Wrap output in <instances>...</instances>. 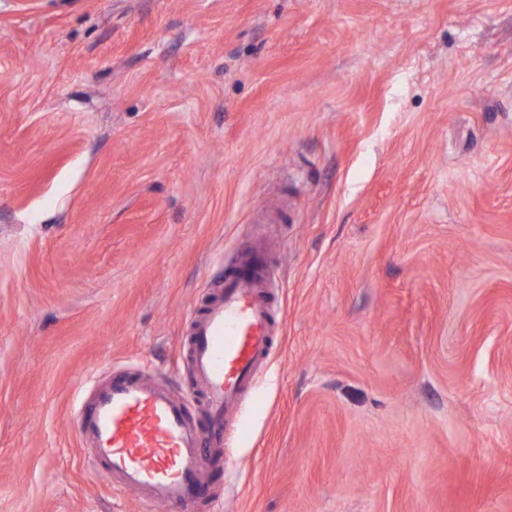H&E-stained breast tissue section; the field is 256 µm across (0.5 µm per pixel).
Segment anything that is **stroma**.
Masks as SVG:
<instances>
[{"label":"stroma","instance_id":"stroma-1","mask_svg":"<svg viewBox=\"0 0 512 512\" xmlns=\"http://www.w3.org/2000/svg\"><path fill=\"white\" fill-rule=\"evenodd\" d=\"M255 251L197 512H512V0H0V512H163L78 406Z\"/></svg>","mask_w":512,"mask_h":512}]
</instances>
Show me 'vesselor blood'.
Segmentation results:
<instances>
[{
  "instance_id": "b4317fda",
  "label": "vessel or blood",
  "mask_w": 512,
  "mask_h": 512,
  "mask_svg": "<svg viewBox=\"0 0 512 512\" xmlns=\"http://www.w3.org/2000/svg\"><path fill=\"white\" fill-rule=\"evenodd\" d=\"M271 333L265 274L256 263L243 262L190 333L204 422L192 418L185 397L161 389L147 374H118L93 386L76 427L103 477L166 512H195L206 441L223 436L228 409L245 400L269 356Z\"/></svg>"
}]
</instances>
